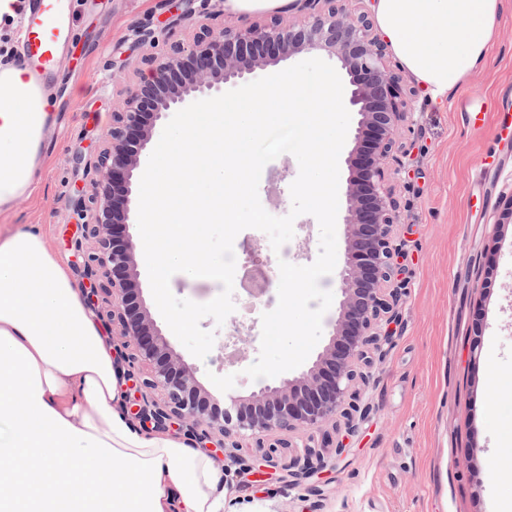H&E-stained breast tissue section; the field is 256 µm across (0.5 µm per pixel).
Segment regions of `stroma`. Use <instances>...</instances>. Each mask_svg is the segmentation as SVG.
Segmentation results:
<instances>
[{"label": "stroma", "instance_id": "35a3bbf8", "mask_svg": "<svg viewBox=\"0 0 512 512\" xmlns=\"http://www.w3.org/2000/svg\"><path fill=\"white\" fill-rule=\"evenodd\" d=\"M66 42L50 91L57 124L42 144L40 184L18 199L0 229L44 234L49 247L80 277L94 241L83 240L79 199L90 192L85 164L105 145L113 113L122 111L147 47L134 29L148 26L159 42H190L201 25L246 27L263 14L229 13L220 0H180L185 18L170 26L163 0H65ZM393 69L409 91L410 113L385 167V185L400 222L392 245L404 255L393 337L372 354L357 381L360 412L344 455L326 461L311 478L291 486L281 466L298 456L280 448L269 476L231 473L228 497L237 512H495L512 498V481L496 477L489 459L512 445V135L496 127L489 104L512 113V0L502 13L488 55L476 75L434 104L417 92L401 63ZM479 106L475 125H464L460 99ZM498 110V111H499ZM299 174L291 154L267 163L259 181L263 208L282 217L292 208L290 186ZM276 292L249 302L236 295L223 324L202 318L215 342L205 358L193 356L173 332L165 337L192 368L196 381L222 406L267 384L247 368L260 354L261 316L277 305ZM502 378L503 399L485 395L488 360Z\"/></svg>", "mask_w": 512, "mask_h": 512}]
</instances>
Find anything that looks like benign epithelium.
I'll use <instances>...</instances> for the list:
<instances>
[{
  "label": "benign epithelium",
  "mask_w": 512,
  "mask_h": 512,
  "mask_svg": "<svg viewBox=\"0 0 512 512\" xmlns=\"http://www.w3.org/2000/svg\"><path fill=\"white\" fill-rule=\"evenodd\" d=\"M308 5L316 12L299 25L284 27L276 16L247 27L205 28L189 47L176 42L144 58L146 68L127 90L124 110L112 113L108 148L87 167L96 178L91 180L88 203L80 205L90 211L86 236L100 245L83 270L87 302L96 305L102 293L110 298L108 317L121 326L128 337L123 348L131 350L123 358L143 361L151 369L150 377L134 385L139 393L136 418L147 429H163L178 420L201 443L211 439L206 431L197 433L204 424L220 435L214 453L249 471L252 466L235 453L243 437L258 448H293L292 440L281 433L319 430L338 415L347 420L346 429L354 431L353 413L360 406L359 393L351 387L361 368L371 363V350L380 348L379 322L394 314L398 302L388 283L403 272L390 242L399 214L383 179L407 102L390 70L386 43L373 31L367 12L353 15L343 0H324L321 6L310 0ZM301 52L337 58L350 76L348 109L360 116L346 159L352 176L346 191L345 261L339 273L343 300L334 332L312 366L299 377L234 401L233 416L197 384L191 368L174 356L143 300L134 296L139 287L136 245L127 233L133 171L156 122L167 112ZM303 448V458L293 462L297 470L288 471L295 485L317 471L314 447L305 443Z\"/></svg>",
  "instance_id": "7a95c632"
}]
</instances>
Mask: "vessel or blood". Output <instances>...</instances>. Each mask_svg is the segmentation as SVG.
I'll list each match as a JSON object with an SVG mask.
<instances>
[{
  "label": "vessel or blood",
  "instance_id": "obj_1",
  "mask_svg": "<svg viewBox=\"0 0 512 512\" xmlns=\"http://www.w3.org/2000/svg\"><path fill=\"white\" fill-rule=\"evenodd\" d=\"M63 0H30L25 18L27 67L41 80L56 78L54 58L65 32Z\"/></svg>",
  "mask_w": 512,
  "mask_h": 512
}]
</instances>
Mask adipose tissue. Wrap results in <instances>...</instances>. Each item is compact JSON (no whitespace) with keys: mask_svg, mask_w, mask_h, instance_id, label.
<instances>
[{"mask_svg":"<svg viewBox=\"0 0 512 512\" xmlns=\"http://www.w3.org/2000/svg\"><path fill=\"white\" fill-rule=\"evenodd\" d=\"M502 0H374L390 51L434 101L485 59ZM56 114L21 63L0 69V215L32 194ZM124 371L63 258L0 233V512H229L223 466L121 408Z\"/></svg>","mask_w":512,"mask_h":512,"instance_id":"ef3b65f1","label":"adipose tissue"}]
</instances>
